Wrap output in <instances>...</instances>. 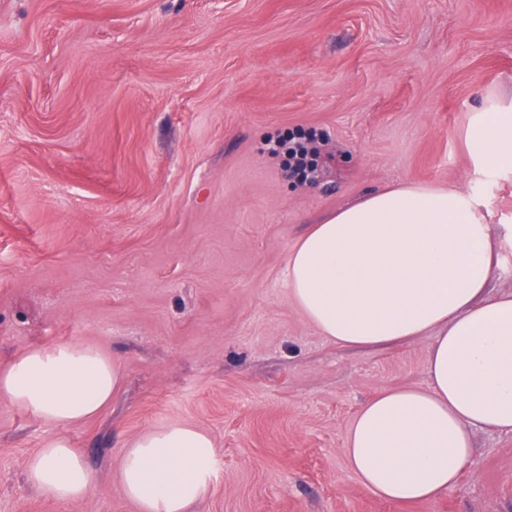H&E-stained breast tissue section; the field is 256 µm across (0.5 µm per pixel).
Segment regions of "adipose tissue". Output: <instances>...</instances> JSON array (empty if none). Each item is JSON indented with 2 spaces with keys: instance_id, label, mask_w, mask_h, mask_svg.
<instances>
[{
  "instance_id": "1",
  "label": "adipose tissue",
  "mask_w": 512,
  "mask_h": 512,
  "mask_svg": "<svg viewBox=\"0 0 512 512\" xmlns=\"http://www.w3.org/2000/svg\"><path fill=\"white\" fill-rule=\"evenodd\" d=\"M467 141L484 168L511 171L512 103L476 113ZM500 249L471 194L406 182L337 210L291 250L292 300L337 345L434 337L428 386L382 391L361 404L348 428V466L373 496L433 500L471 463L474 430L512 432V292L487 293ZM122 380L120 364L94 347H34L0 370V394L65 426L104 410ZM215 457L207 433L174 422L125 444L117 485L140 512H187ZM26 479L59 503L94 484L63 437L29 458Z\"/></svg>"
}]
</instances>
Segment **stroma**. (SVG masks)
<instances>
[{"label":"stroma","mask_w":512,"mask_h":512,"mask_svg":"<svg viewBox=\"0 0 512 512\" xmlns=\"http://www.w3.org/2000/svg\"><path fill=\"white\" fill-rule=\"evenodd\" d=\"M511 99L512 0H0V368L79 342L124 374L68 426L0 395V512H139L121 449L173 422L217 449L189 512H512V432H475L433 501L362 487L347 428L427 387L433 337L336 345L286 283L311 225L409 181L477 198L511 292L512 174L467 146ZM293 133L316 136L314 181L269 152ZM59 434L94 476L68 503L25 479Z\"/></svg>","instance_id":"stroma-1"}]
</instances>
